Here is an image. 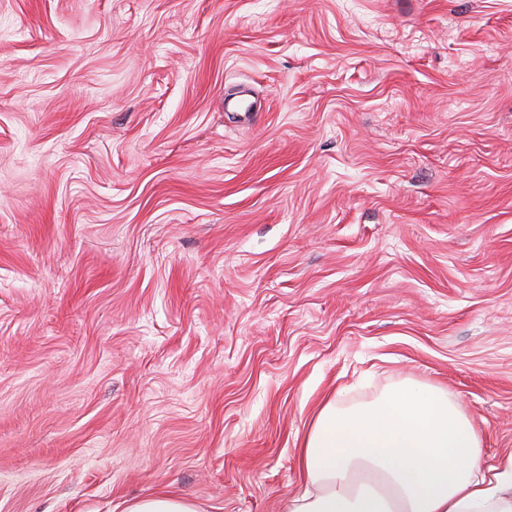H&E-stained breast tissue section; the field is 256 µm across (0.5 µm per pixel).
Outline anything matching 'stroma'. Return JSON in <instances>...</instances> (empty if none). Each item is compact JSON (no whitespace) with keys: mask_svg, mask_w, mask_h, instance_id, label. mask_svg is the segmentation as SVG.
<instances>
[{"mask_svg":"<svg viewBox=\"0 0 512 512\" xmlns=\"http://www.w3.org/2000/svg\"><path fill=\"white\" fill-rule=\"evenodd\" d=\"M403 379L512 451V0H0V512H285ZM122 512H200L187 499L168 494H150L125 504Z\"/></svg>","mask_w":512,"mask_h":512,"instance_id":"35a3bbf8","label":"stroma"}]
</instances>
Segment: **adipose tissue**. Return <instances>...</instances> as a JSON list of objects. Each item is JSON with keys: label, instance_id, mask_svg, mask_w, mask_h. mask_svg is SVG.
I'll list each match as a JSON object with an SVG mask.
<instances>
[{"label": "adipose tissue", "instance_id": "adipose-tissue-1", "mask_svg": "<svg viewBox=\"0 0 512 512\" xmlns=\"http://www.w3.org/2000/svg\"><path fill=\"white\" fill-rule=\"evenodd\" d=\"M297 463L304 488L287 512H512V452L486 458L459 402L418 381L327 398Z\"/></svg>", "mask_w": 512, "mask_h": 512}]
</instances>
